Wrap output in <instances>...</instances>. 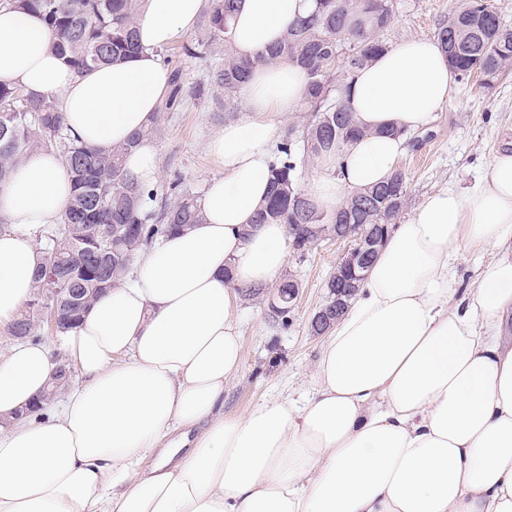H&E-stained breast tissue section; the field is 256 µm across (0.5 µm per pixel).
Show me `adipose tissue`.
Wrapping results in <instances>:
<instances>
[{
  "label": "adipose tissue",
  "mask_w": 512,
  "mask_h": 512,
  "mask_svg": "<svg viewBox=\"0 0 512 512\" xmlns=\"http://www.w3.org/2000/svg\"><path fill=\"white\" fill-rule=\"evenodd\" d=\"M206 0H144L141 49L75 73L35 13L0 5V83L57 95L71 136L101 150L150 125L168 88L158 54ZM312 0H241L233 44L277 45ZM457 74L440 43L415 38L357 70L347 95L364 137L309 192L319 206L383 182L450 99ZM308 86L297 64H260L239 94L243 117L208 142L224 169L201 199L205 220L160 239L132 275L58 339L79 383L40 414L59 365L20 342L0 356V512H512V141L469 189L428 195L393 225L330 331L303 405L224 413L242 361L239 289L267 286L288 262L284 224L254 215L270 186V144ZM399 136H391V129ZM73 192L61 157L34 152L0 185V324L29 300L38 228ZM490 252L468 294L460 249ZM182 429L170 442L173 429Z\"/></svg>",
  "instance_id": "obj_1"
}]
</instances>
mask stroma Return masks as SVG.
Segmentation results:
<instances>
[{
  "instance_id": "stroma-1",
  "label": "stroma",
  "mask_w": 512,
  "mask_h": 512,
  "mask_svg": "<svg viewBox=\"0 0 512 512\" xmlns=\"http://www.w3.org/2000/svg\"><path fill=\"white\" fill-rule=\"evenodd\" d=\"M455 3L394 0L395 16L382 35L384 42L394 46L409 38H434ZM202 33L201 27H194L163 50L169 65L181 68L185 88L180 107L170 113L156 142L160 186L178 179L183 188L199 195L222 172L207 151L208 141L243 111L242 104L227 111L217 101L212 75L223 53L204 61L184 54V46L195 43ZM423 135L422 145L410 148L398 164L407 176L410 210L429 193L471 186L503 141L512 139V71L490 87L481 86L475 77L459 83ZM348 248V242L328 240L302 257L289 251L285 273L302 287L291 306L288 327L272 322L266 302L241 301L237 319L242 366L225 386V414L242 417L264 401L286 398L300 404L310 395L311 372L325 341L314 335L311 320L325 302L328 278Z\"/></svg>"
}]
</instances>
